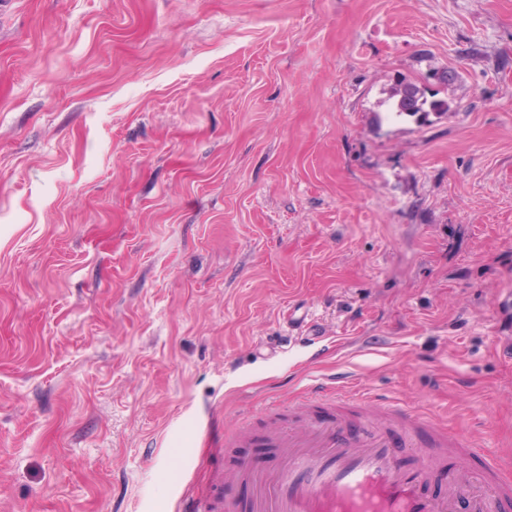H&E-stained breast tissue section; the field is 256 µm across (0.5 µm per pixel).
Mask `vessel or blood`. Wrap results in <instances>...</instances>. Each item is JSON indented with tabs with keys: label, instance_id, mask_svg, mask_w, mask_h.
I'll use <instances>...</instances> for the list:
<instances>
[{
	"label": "vessel or blood",
	"instance_id": "1",
	"mask_svg": "<svg viewBox=\"0 0 512 512\" xmlns=\"http://www.w3.org/2000/svg\"><path fill=\"white\" fill-rule=\"evenodd\" d=\"M268 438L279 451L274 472H246L257 494L254 512H500L512 503V474L490 450L393 402L377 404L363 393L311 387L283 407H264ZM407 441L426 434L417 466L403 465L390 433ZM483 459L476 479L449 475L445 492H425L429 471L447 459Z\"/></svg>",
	"mask_w": 512,
	"mask_h": 512
}]
</instances>
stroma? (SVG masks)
<instances>
[{"mask_svg": "<svg viewBox=\"0 0 512 512\" xmlns=\"http://www.w3.org/2000/svg\"><path fill=\"white\" fill-rule=\"evenodd\" d=\"M511 294L512 0H0V512H251L318 382L512 458ZM419 90L416 85L398 81L394 88L392 97L395 98L392 107V114L395 117H419L424 118L429 111L448 112V103L443 100H433L428 103L424 94L418 96Z\"/></svg>", "mask_w": 512, "mask_h": 512, "instance_id": "stroma-1", "label": "stroma"}]
</instances>
